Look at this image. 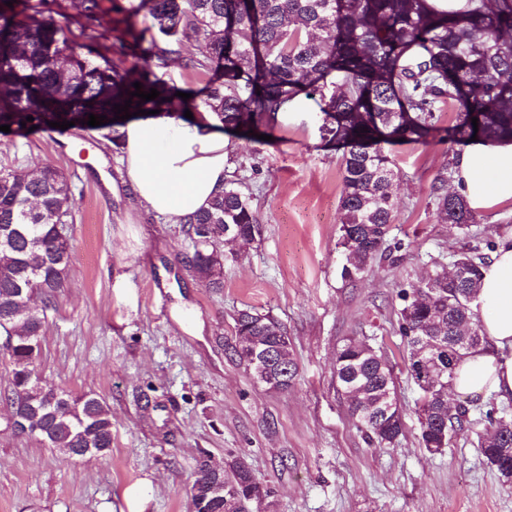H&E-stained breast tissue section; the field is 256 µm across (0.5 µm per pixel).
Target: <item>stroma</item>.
I'll list each match as a JSON object with an SVG mask.
<instances>
[{
    "instance_id": "obj_1",
    "label": "stroma",
    "mask_w": 512,
    "mask_h": 512,
    "mask_svg": "<svg viewBox=\"0 0 512 512\" xmlns=\"http://www.w3.org/2000/svg\"><path fill=\"white\" fill-rule=\"evenodd\" d=\"M139 0H101L86 43L93 56L126 59L114 29ZM196 44L159 75L201 104L210 73L189 68ZM317 98L300 96L266 126V139L228 136L226 179L248 197L259 232L225 246L224 285L185 268L184 225L140 208L120 177L121 154L102 132L68 128L0 135V167L43 162L66 174L73 193L66 288L37 360L47 386L90 393L112 411L109 454L66 460L33 438L6 430L0 412V512H191L196 461L246 454L271 492L274 512H512V487L469 438L443 453L418 446L419 391L403 370L396 333L399 289L418 284L432 260L447 261L459 233L439 215L433 183L457 155L441 143L392 152L396 265L356 282L341 276V150L322 142ZM243 310L286 329L298 374L285 392L257 383L230 355ZM351 337L392 361L406 416L394 446L368 445L336 392L335 357ZM148 488L145 506L128 490Z\"/></svg>"
}]
</instances>
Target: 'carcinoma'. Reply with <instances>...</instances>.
Returning a JSON list of instances; mask_svg holds the SVG:
<instances>
[{
    "instance_id": "1",
    "label": "carcinoma",
    "mask_w": 512,
    "mask_h": 512,
    "mask_svg": "<svg viewBox=\"0 0 512 512\" xmlns=\"http://www.w3.org/2000/svg\"><path fill=\"white\" fill-rule=\"evenodd\" d=\"M6 2L0 0V125L13 134L34 125L48 130L50 121L87 129L88 115H104L98 129L118 151L126 121L117 119L116 105L130 100V114L160 110L186 120L176 89L152 71L166 68L185 42L200 47L188 66L224 68V80L210 82L206 107L226 133L257 132L297 95L318 96L322 137L342 150L339 245L354 270L343 274L350 281L374 265L399 261L386 246L398 170L385 147L436 138L469 144L473 137L512 144V0H474L462 12L439 10L429 0H143L151 41L143 46L144 31L126 25L127 49L142 61L130 68L77 53L70 27L44 24L32 0L10 7ZM99 12L100 0H81V35L91 42ZM135 82L159 96H130ZM445 102L457 116L443 127L435 112ZM454 173L453 162L438 172L434 202L470 243L449 254V265L433 262L418 285L428 301H419L413 288L397 293L405 370L420 391L419 445L433 454L470 431L471 408L448 410V386L459 360L487 344L472 301L495 249L492 241L476 240L477 214L467 199L448 192ZM70 200L65 173L51 163L30 171L0 168V350L12 366L0 405L19 411L23 434L45 448L64 457L72 448H98L105 455L112 450L106 403L35 381L48 311L65 288L71 243L63 225L73 223ZM186 224L193 251L185 267L209 286L224 287L225 225H233L245 243L258 233L249 199L229 183ZM259 344L281 346L285 368H297L278 321L238 313L231 356L245 367ZM336 383L368 444L399 442L405 414L400 407L385 411L388 399L397 398V385L394 366L380 349L348 339L336 353ZM485 418L489 428L476 434L473 445L486 465L512 482V415L503 408ZM224 485L235 494L232 512H251L258 480L245 457L224 461Z\"/></svg>"
}]
</instances>
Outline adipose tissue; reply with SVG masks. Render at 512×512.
<instances>
[{
  "label": "adipose tissue",
  "mask_w": 512,
  "mask_h": 512,
  "mask_svg": "<svg viewBox=\"0 0 512 512\" xmlns=\"http://www.w3.org/2000/svg\"><path fill=\"white\" fill-rule=\"evenodd\" d=\"M227 161L221 125L208 112L190 125L150 116L123 129V178L136 204L170 224L185 222L223 191ZM453 186L475 208L512 200V144L467 146L457 156ZM472 307L488 343L459 362L453 390L464 398L512 400V237L499 241L483 268Z\"/></svg>",
  "instance_id": "obj_1"
}]
</instances>
